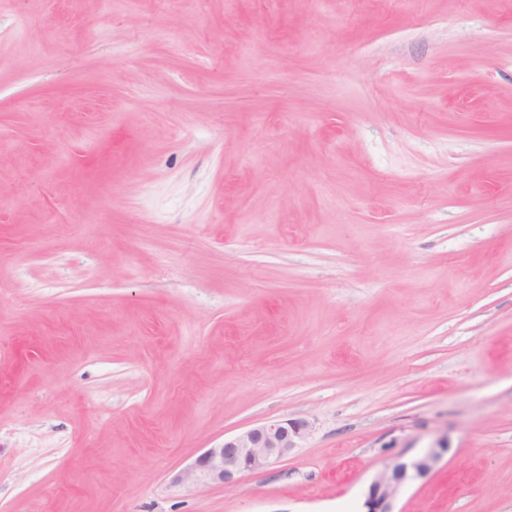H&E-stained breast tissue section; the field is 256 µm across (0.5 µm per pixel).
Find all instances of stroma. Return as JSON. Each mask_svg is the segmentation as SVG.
<instances>
[{
    "label": "stroma",
    "instance_id": "1",
    "mask_svg": "<svg viewBox=\"0 0 512 512\" xmlns=\"http://www.w3.org/2000/svg\"><path fill=\"white\" fill-rule=\"evenodd\" d=\"M442 436L397 512H512V0H0V512H362ZM304 421H270L206 448L175 478L191 484H236L242 474L265 469L287 456L307 433ZM448 448V439L443 437L411 462L402 461L400 457L391 458L370 483L362 512H396L395 504L401 490L412 478L430 474Z\"/></svg>",
    "mask_w": 512,
    "mask_h": 512
}]
</instances>
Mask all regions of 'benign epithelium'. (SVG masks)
<instances>
[{
	"label": "benign epithelium",
	"instance_id": "obj_1",
	"mask_svg": "<svg viewBox=\"0 0 512 512\" xmlns=\"http://www.w3.org/2000/svg\"><path fill=\"white\" fill-rule=\"evenodd\" d=\"M304 421H270L247 429L206 449L175 478L191 484L232 486L246 472L265 469L287 456L307 433ZM448 438L435 441L411 462L389 460L370 483L363 512H395L401 490L414 477L430 474L448 452Z\"/></svg>",
	"mask_w": 512,
	"mask_h": 512
}]
</instances>
